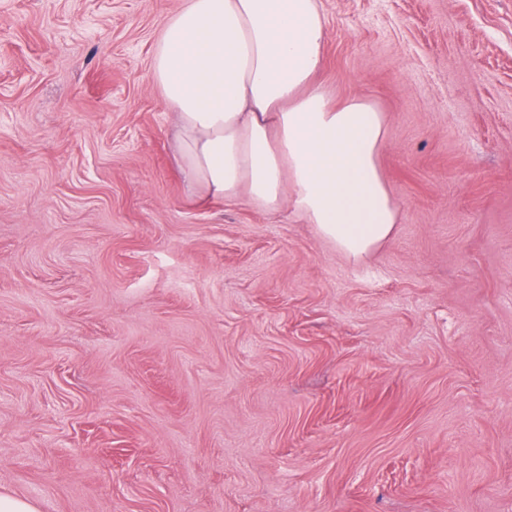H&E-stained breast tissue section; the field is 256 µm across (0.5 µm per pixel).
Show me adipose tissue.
<instances>
[{
  "mask_svg": "<svg viewBox=\"0 0 512 512\" xmlns=\"http://www.w3.org/2000/svg\"><path fill=\"white\" fill-rule=\"evenodd\" d=\"M325 39L319 0H187L161 30L151 77L178 113L173 156L190 184L290 209L358 260L399 219L378 164L387 126L371 102L334 104L315 85Z\"/></svg>",
  "mask_w": 512,
  "mask_h": 512,
  "instance_id": "adipose-tissue-1",
  "label": "adipose tissue"
}]
</instances>
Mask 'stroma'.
I'll list each match as a JSON object with an SVG mask.
<instances>
[{"mask_svg": "<svg viewBox=\"0 0 512 512\" xmlns=\"http://www.w3.org/2000/svg\"><path fill=\"white\" fill-rule=\"evenodd\" d=\"M185 0H0V492L39 512H512V0H321L394 235L208 199Z\"/></svg>", "mask_w": 512, "mask_h": 512, "instance_id": "35a3bbf8", "label": "stroma"}]
</instances>
